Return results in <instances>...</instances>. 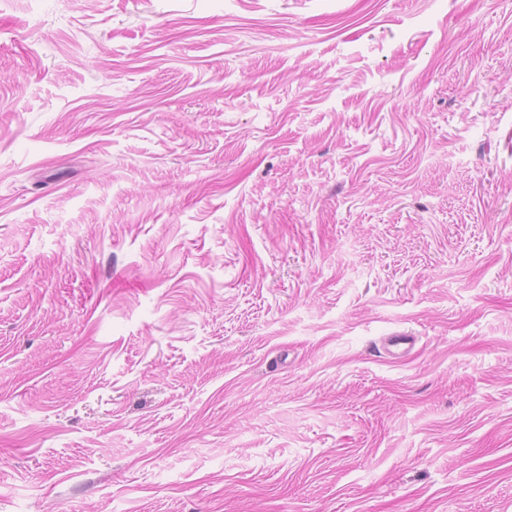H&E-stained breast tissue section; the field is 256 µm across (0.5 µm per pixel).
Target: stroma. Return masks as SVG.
<instances>
[{
  "label": "stroma",
  "instance_id": "obj_1",
  "mask_svg": "<svg viewBox=\"0 0 512 512\" xmlns=\"http://www.w3.org/2000/svg\"><path fill=\"white\" fill-rule=\"evenodd\" d=\"M0 512H512V0H0Z\"/></svg>",
  "mask_w": 512,
  "mask_h": 512
}]
</instances>
